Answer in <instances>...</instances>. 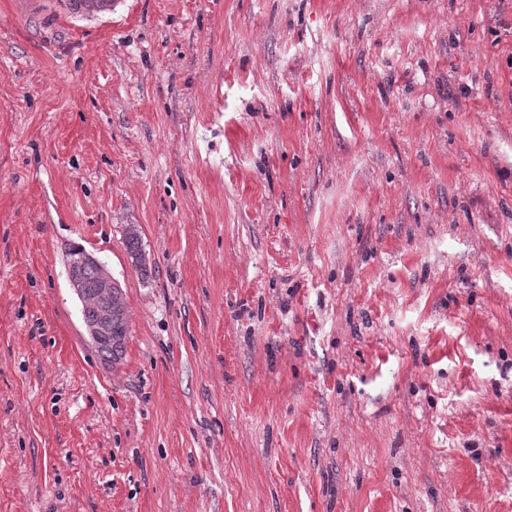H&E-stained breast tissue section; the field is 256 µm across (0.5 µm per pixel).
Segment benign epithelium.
Masks as SVG:
<instances>
[{"label":"benign epithelium","mask_w":512,"mask_h":512,"mask_svg":"<svg viewBox=\"0 0 512 512\" xmlns=\"http://www.w3.org/2000/svg\"><path fill=\"white\" fill-rule=\"evenodd\" d=\"M67 266L70 286L84 304L83 323L92 345L112 341V315L125 306L118 282L107 265L85 249L71 256ZM87 268L94 271L89 283L83 277Z\"/></svg>","instance_id":"1"}]
</instances>
